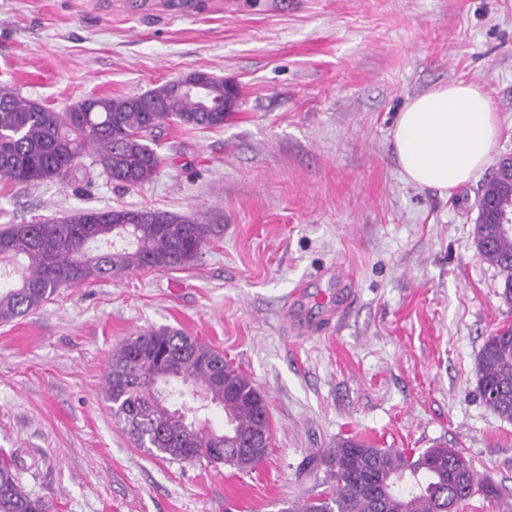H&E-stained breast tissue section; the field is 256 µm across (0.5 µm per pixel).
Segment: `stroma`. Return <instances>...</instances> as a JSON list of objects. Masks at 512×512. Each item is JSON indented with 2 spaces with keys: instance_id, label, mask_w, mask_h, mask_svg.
Listing matches in <instances>:
<instances>
[{
  "instance_id": "obj_1",
  "label": "stroma",
  "mask_w": 512,
  "mask_h": 512,
  "mask_svg": "<svg viewBox=\"0 0 512 512\" xmlns=\"http://www.w3.org/2000/svg\"><path fill=\"white\" fill-rule=\"evenodd\" d=\"M0 0V85L61 112L195 72L238 91L224 125H170L152 181L0 179V225L127 207L203 219L193 266L60 288L0 323V452L52 512H278L324 491L316 453L356 436L448 442L512 489V422L483 403L476 356L512 310L475 244L484 167L444 193L405 182L400 110L480 83L512 153V0ZM351 277L338 318L330 268ZM197 338L264 392L273 442L240 473L135 447L104 399L138 332Z\"/></svg>"
}]
</instances>
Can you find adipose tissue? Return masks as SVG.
<instances>
[{"label": "adipose tissue", "mask_w": 512, "mask_h": 512, "mask_svg": "<svg viewBox=\"0 0 512 512\" xmlns=\"http://www.w3.org/2000/svg\"><path fill=\"white\" fill-rule=\"evenodd\" d=\"M498 136L490 98L460 82L411 99L398 115L392 147L407 182L447 192L486 164Z\"/></svg>", "instance_id": "ef3b65f1"}]
</instances>
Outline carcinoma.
I'll return each instance as SVG.
<instances>
[{"mask_svg":"<svg viewBox=\"0 0 512 512\" xmlns=\"http://www.w3.org/2000/svg\"><path fill=\"white\" fill-rule=\"evenodd\" d=\"M234 96L224 80L207 79L206 97L222 103ZM176 123L194 129L224 125V113L207 112L202 100L171 81L128 97H90L63 112L0 87V177L16 184L66 181L99 167L132 188L150 181L161 163L151 146L155 131ZM92 158L83 168L84 154ZM483 198L496 211L512 213V191L491 176ZM128 208L82 209L60 218L0 227V323L37 311L57 289L138 271H167L194 264L213 227L180 215L154 212L126 224ZM491 237L480 256L503 274L502 302L512 310V233L494 224L475 225ZM475 374L484 404L512 421V323L487 336ZM182 385L181 408L167 403L168 387ZM224 411L231 428L222 433L197 418L196 393ZM111 409L133 443L176 461L205 460L249 472L272 444L263 392L224 354L174 329L139 333L111 357L105 389ZM328 489L283 504L280 512H463L475 496L496 512H512V493L480 477L458 449L438 443L418 454L375 448L353 436L336 440L314 459ZM0 512H49L16 475L13 458L0 456Z\"/></svg>","mask_w":512,"mask_h":512,"instance_id":"cac0c4a2","label":"carcinoma"}]
</instances>
